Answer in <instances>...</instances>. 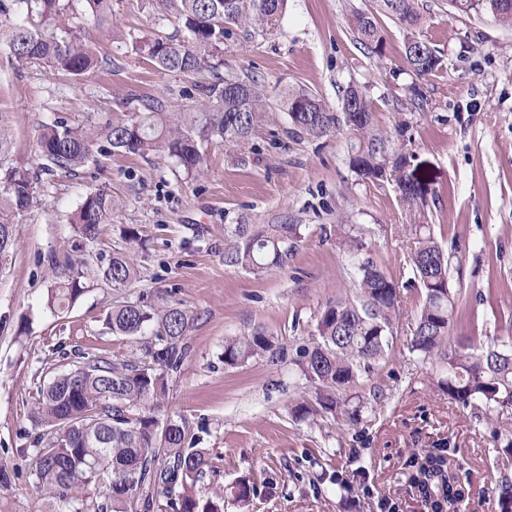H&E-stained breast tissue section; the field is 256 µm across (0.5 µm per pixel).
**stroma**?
Wrapping results in <instances>:
<instances>
[{"mask_svg": "<svg viewBox=\"0 0 512 512\" xmlns=\"http://www.w3.org/2000/svg\"><path fill=\"white\" fill-rule=\"evenodd\" d=\"M421 30L443 58L416 81L402 69L406 31L382 19L384 48L374 55L347 25L374 0H288L271 35L237 30L216 69L174 76L148 57L146 44L180 39L157 0H113L110 31L84 22L81 36L98 65L80 76L45 64L17 66L6 34L16 13H0V176L14 169L32 182L37 203L15 220V245L0 264V464L14 477L12 512H42L34 474L31 418L39 390L75 353L122 361L133 340L103 325L126 301L164 294L192 310L190 353L170 381L169 414L188 420L207 448L209 466L196 491L207 496L246 475L257 487L250 512H430L413 483V462L447 442L470 486L463 512H499L494 488L512 476V416L459 408L435 386L444 364L411 351L420 299L411 283L408 212L391 183L361 180L349 165L354 135L318 141L289 135L284 112L249 142L206 145L200 174L187 175L165 149L147 155L92 149L84 166L48 176L36 161L44 126L66 117L102 123L157 97L169 110L195 106L199 78L257 77L269 99L288 87L313 92L337 109L352 83L372 104L397 153L428 182L419 223L430 225L450 258V286L471 304L457 333L479 331L488 343L512 336V30L486 16L454 13L448 0H419ZM417 84L419 105L407 91ZM108 189L119 206L97 241L80 237L69 216L90 192ZM228 224H299L304 239L282 270L250 272L224 263ZM135 228L142 240L124 239ZM367 250L400 288V316L372 377L353 386L358 421L291 407L312 388L290 357L315 330L327 303L351 287L344 234ZM127 253L137 278L115 286L101 269ZM70 259L85 291L72 309L47 304L55 275L50 256ZM261 328L283 357L224 363V342Z\"/></svg>", "mask_w": 512, "mask_h": 512, "instance_id": "1", "label": "stroma"}]
</instances>
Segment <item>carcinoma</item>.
<instances>
[{
	"instance_id": "obj_1",
	"label": "carcinoma",
	"mask_w": 512,
	"mask_h": 512,
	"mask_svg": "<svg viewBox=\"0 0 512 512\" xmlns=\"http://www.w3.org/2000/svg\"><path fill=\"white\" fill-rule=\"evenodd\" d=\"M24 15L8 38L11 57L22 66L33 61L57 66L73 75L93 65V51L71 28L59 36L48 32L63 18L60 0H13ZM87 15L100 28L112 15V0H85ZM288 0H158L182 21L181 40L157 41L148 56L162 70L197 75L209 60L219 57L234 29L246 27L269 35L280 29ZM461 14L487 15L512 27V0H448ZM413 32L405 46L406 70L422 79L441 67V58L415 31L423 17L418 0H375V10L355 11L349 26L356 41L371 53L381 52L383 32L379 15ZM204 102L183 112H169L165 102L140 99V107L104 126L75 124L59 118L38 138L40 169L46 174L74 170L89 158L94 140L108 152L143 155L166 149L188 174L199 172L202 143L245 142L267 121L268 97L254 78L213 76L195 84ZM279 107L288 116L292 134L309 140L328 137L346 126L357 135L350 164L363 180L392 182L399 199L416 212L427 196L424 185L406 172V157L392 153L387 134L376 128L370 100L350 84L340 91L339 111L332 112L314 93L287 89ZM35 193L29 178L9 171L0 178V261L13 244L16 216L32 207ZM118 207L112 194L98 190L87 195L72 216L82 237L93 240L110 223ZM411 254L414 288L421 298L411 350L421 360L446 364L447 375L436 387L462 407L512 410V344L485 345L478 336L450 340L455 324L468 315L467 304L449 287L448 253L427 224H414ZM299 224H234L224 227V259L244 270L284 268L302 242ZM352 266L354 291L330 301L316 315L315 334L296 348L293 358L314 388L315 407L304 402L294 412L338 410L356 421L362 404L351 405L347 391L362 376L374 372L386 354L399 313L398 284L381 269L356 238L340 241ZM57 275L47 291V304L72 306L84 291L82 272L69 261L53 260ZM136 268L122 253L112 256L102 278L123 285ZM192 311L163 297L124 302L112 308L105 325L116 336L139 341V354L116 362L104 355L86 354L39 391L34 418L47 428L36 441L35 476L45 495V512H127L139 501L146 512L154 494L166 497L171 512H224L225 498L240 507L250 505L255 487L242 476L230 487L202 498L194 487L208 466L209 453L197 447L183 418L163 417L160 408L169 379L189 354ZM274 352L270 335L256 329L224 344V364L235 366ZM430 512H449L469 496L463 481L448 475V458L430 453L417 462L414 476ZM95 489L101 501L87 502ZM501 512H512V481L497 488Z\"/></svg>"
}]
</instances>
